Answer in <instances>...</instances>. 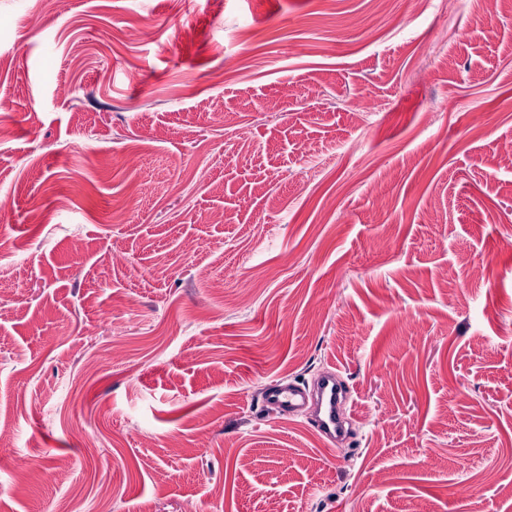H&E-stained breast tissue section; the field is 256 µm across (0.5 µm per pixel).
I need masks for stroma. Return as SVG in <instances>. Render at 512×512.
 <instances>
[{
  "mask_svg": "<svg viewBox=\"0 0 512 512\" xmlns=\"http://www.w3.org/2000/svg\"><path fill=\"white\" fill-rule=\"evenodd\" d=\"M179 9L0 0V512H512V0ZM336 376L326 377L319 384V393L323 399L320 415L317 417V429L326 438L334 441L336 435L343 430V414L336 409V395L340 389L336 388ZM338 382V381H337ZM305 398L306 391L295 384H270L264 392V400L267 404L279 407L287 414L297 411L304 404Z\"/></svg>",
  "mask_w": 512,
  "mask_h": 512,
  "instance_id": "35a3bbf8",
  "label": "stroma"
}]
</instances>
